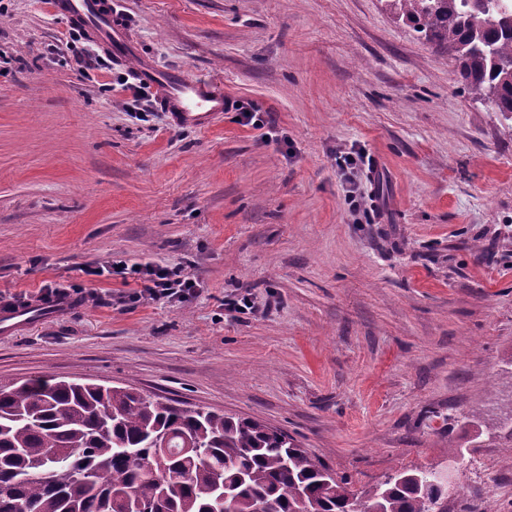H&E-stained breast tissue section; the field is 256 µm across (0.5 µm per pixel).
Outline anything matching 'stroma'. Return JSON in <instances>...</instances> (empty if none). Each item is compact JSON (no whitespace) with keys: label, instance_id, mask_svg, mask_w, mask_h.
I'll list each match as a JSON object with an SVG mask.
<instances>
[{"label":"stroma","instance_id":"stroma-1","mask_svg":"<svg viewBox=\"0 0 512 512\" xmlns=\"http://www.w3.org/2000/svg\"><path fill=\"white\" fill-rule=\"evenodd\" d=\"M135 55L82 74L68 21L0 0V376L83 378L251 418L354 489L452 468L454 512H512V114L385 0H112ZM259 109L172 124L135 63ZM127 85H115L118 74ZM373 169L357 203L336 165ZM115 259L198 288L140 298ZM249 299L242 312L227 302ZM66 306L58 296L51 295L48 299L35 303L3 302L0 308V334L9 336L36 319L50 316Z\"/></svg>","mask_w":512,"mask_h":512}]
</instances>
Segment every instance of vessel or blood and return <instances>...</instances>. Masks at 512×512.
<instances>
[{"instance_id": "1", "label": "vessel or blood", "mask_w": 512, "mask_h": 512, "mask_svg": "<svg viewBox=\"0 0 512 512\" xmlns=\"http://www.w3.org/2000/svg\"><path fill=\"white\" fill-rule=\"evenodd\" d=\"M51 6L56 14L66 17L75 29L100 43L112 56L129 57L128 37L112 11L111 0H51ZM140 76L159 91L162 109L178 126L206 130L226 110L223 90L208 82L152 67L143 69ZM63 307V301L55 295L35 303L0 304V334L11 335Z\"/></svg>"}]
</instances>
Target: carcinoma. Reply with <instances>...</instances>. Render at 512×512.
Masks as SVG:
<instances>
[{
	"label": "carcinoma",
	"mask_w": 512,
	"mask_h": 512,
	"mask_svg": "<svg viewBox=\"0 0 512 512\" xmlns=\"http://www.w3.org/2000/svg\"><path fill=\"white\" fill-rule=\"evenodd\" d=\"M487 3L393 7L453 54L474 98L512 113V0ZM359 496L256 420L77 379L0 378V512H355ZM447 498L428 469L398 471L365 496L378 512H436Z\"/></svg>",
	"instance_id": "carcinoma-1"
}]
</instances>
